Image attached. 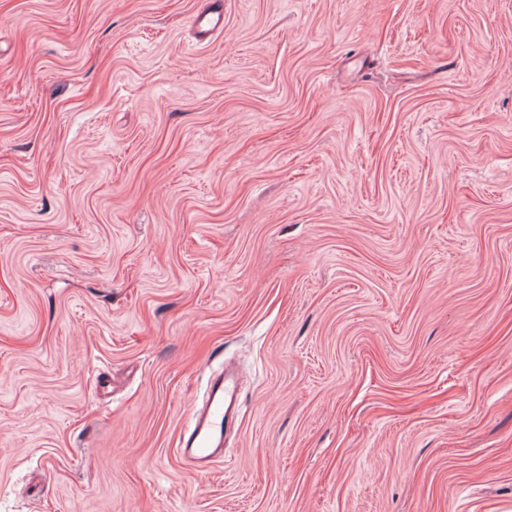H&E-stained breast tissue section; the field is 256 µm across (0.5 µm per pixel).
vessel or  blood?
I'll return each instance as SVG.
<instances>
[{"label": "vessel or blood", "instance_id": "b4317fda", "mask_svg": "<svg viewBox=\"0 0 512 512\" xmlns=\"http://www.w3.org/2000/svg\"><path fill=\"white\" fill-rule=\"evenodd\" d=\"M192 25L201 38L224 29V12L212 8L196 14ZM239 378L233 369L212 377L206 388L205 401L197 413L194 427L180 443L178 453L197 470H208L224 452V431L234 427L239 418Z\"/></svg>", "mask_w": 512, "mask_h": 512}]
</instances>
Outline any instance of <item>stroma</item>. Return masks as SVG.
<instances>
[{
	"instance_id": "obj_1",
	"label": "stroma",
	"mask_w": 512,
	"mask_h": 512,
	"mask_svg": "<svg viewBox=\"0 0 512 512\" xmlns=\"http://www.w3.org/2000/svg\"><path fill=\"white\" fill-rule=\"evenodd\" d=\"M213 2L0 0V512H512V0ZM192 25L198 35L206 39L224 30V11L219 8H210L200 12L194 16ZM239 378L233 369L212 377L206 388L203 408L197 413L194 427L180 442L178 453L186 463L206 471L224 452V429L238 422Z\"/></svg>"
}]
</instances>
